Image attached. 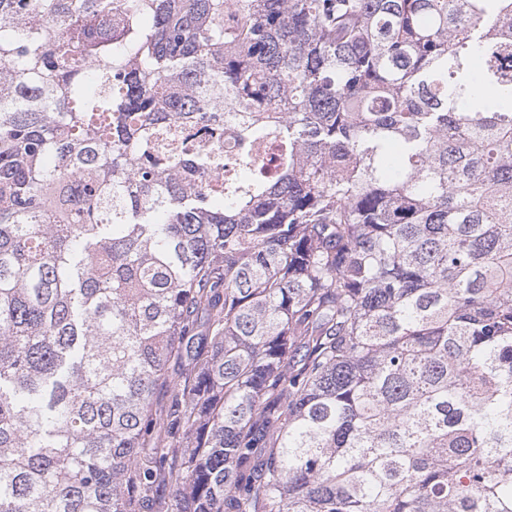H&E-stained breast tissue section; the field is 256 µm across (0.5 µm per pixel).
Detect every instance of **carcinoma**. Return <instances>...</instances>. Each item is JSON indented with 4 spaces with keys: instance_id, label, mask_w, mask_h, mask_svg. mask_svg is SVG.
I'll use <instances>...</instances> for the list:
<instances>
[{
    "instance_id": "1",
    "label": "carcinoma",
    "mask_w": 512,
    "mask_h": 512,
    "mask_svg": "<svg viewBox=\"0 0 512 512\" xmlns=\"http://www.w3.org/2000/svg\"><path fill=\"white\" fill-rule=\"evenodd\" d=\"M159 486L512 512V0H0V512Z\"/></svg>"
}]
</instances>
